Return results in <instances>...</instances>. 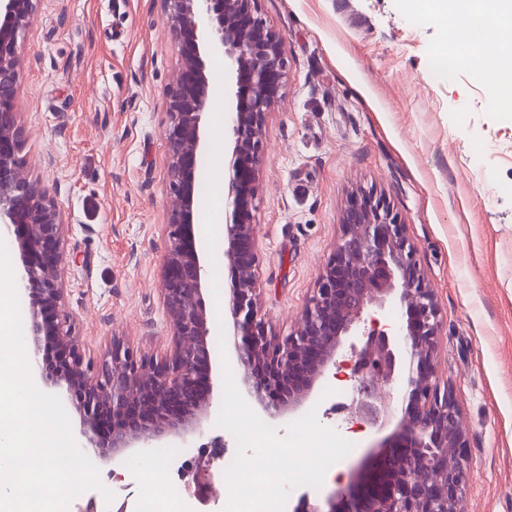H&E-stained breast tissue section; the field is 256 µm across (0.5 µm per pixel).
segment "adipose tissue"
<instances>
[{
    "label": "adipose tissue",
    "instance_id": "adipose-tissue-1",
    "mask_svg": "<svg viewBox=\"0 0 512 512\" xmlns=\"http://www.w3.org/2000/svg\"><path fill=\"white\" fill-rule=\"evenodd\" d=\"M432 6L447 21L451 42L433 56V70L468 63L512 85V0H432Z\"/></svg>",
    "mask_w": 512,
    "mask_h": 512
}]
</instances>
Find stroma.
Listing matches in <instances>:
<instances>
[{"mask_svg": "<svg viewBox=\"0 0 512 512\" xmlns=\"http://www.w3.org/2000/svg\"><path fill=\"white\" fill-rule=\"evenodd\" d=\"M285 40L287 81L266 122L255 220L261 316L286 336L334 252L351 191L382 194L404 224L442 317L434 360L440 392L465 424L462 512H512V110L495 105L467 66L430 62L446 40L421 0H258ZM17 121L29 177L57 193L65 311L86 359L113 337L161 354L170 326L161 295L169 204L164 131L180 45L160 0H39L22 37ZM196 174L213 221L211 317L224 312V125L208 121ZM348 382L328 378L317 419L353 439L348 475L374 436L348 409ZM148 458L100 469L113 512L144 486Z\"/></svg>", "mask_w": 512, "mask_h": 512, "instance_id": "stroma-1", "label": "stroma"}]
</instances>
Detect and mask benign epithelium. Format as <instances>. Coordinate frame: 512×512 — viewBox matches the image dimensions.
Masks as SVG:
<instances>
[{
    "mask_svg": "<svg viewBox=\"0 0 512 512\" xmlns=\"http://www.w3.org/2000/svg\"><path fill=\"white\" fill-rule=\"evenodd\" d=\"M38 0H0V236L17 245L28 294L26 338L36 378L63 388L79 415L78 437L103 462L126 451L182 448L203 433L219 400L222 366H213V323L207 312L209 251L196 238L202 215L196 173L208 149L205 117L212 59L224 62V340L236 360L243 397L264 417L303 410L331 369L350 373L353 403L371 427L395 417L381 387L395 389L408 408L388 436L373 443L347 482L324 500L302 496L295 512H460L467 467L459 409L434 379L442 320L414 247L389 205L372 193L353 196L341 217L332 257L310 295L296 331L268 333L260 314L255 200L265 163L266 120L286 78L284 39L256 16L257 0H161L180 44L182 67L168 91L166 142L170 200L161 270L171 345L160 358L137 357L112 337L106 359L85 360L63 313V224L49 189L25 172L16 123L20 35ZM395 301L406 320L392 328L372 315ZM365 338L357 348L351 338ZM112 417V433L101 419Z\"/></svg>",
    "mask_w": 512,
    "mask_h": 512,
    "instance_id": "1",
    "label": "benign epithelium"
}]
</instances>
